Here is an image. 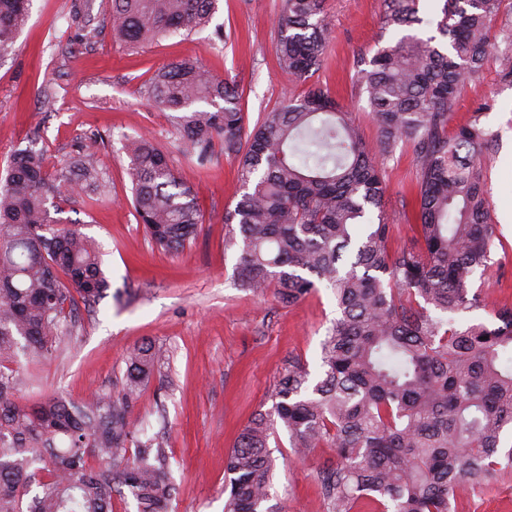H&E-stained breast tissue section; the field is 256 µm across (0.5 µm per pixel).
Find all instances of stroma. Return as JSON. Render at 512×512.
<instances>
[{"label": "stroma", "instance_id": "35a3bbf8", "mask_svg": "<svg viewBox=\"0 0 512 512\" xmlns=\"http://www.w3.org/2000/svg\"><path fill=\"white\" fill-rule=\"evenodd\" d=\"M281 5L217 0L203 30L130 48L113 38L104 0H31L27 24L0 56V178L24 149L42 153L52 179L77 154L95 152L93 179L77 193L51 195L47 207L61 223L79 222L102 254L109 283L104 299L78 307L74 320L64 323L56 355L28 366L20 395L32 403L54 395L79 401L119 393L126 351L151 344L160 371L131 420L166 449L176 487L170 512H224V463L238 434L257 410L270 408L285 360L295 357L318 369L321 343L336 317V300L323 286L292 305L279 303L270 289L237 287L238 253L224 246V213L242 194L237 159L220 142L206 165L188 158L176 140L172 112L147 92L159 69L196 59L237 82L245 123L254 127L283 96L304 94L308 86L293 83L278 65ZM326 7L333 34L311 83L330 91L350 112L367 149L380 155L391 245L411 246L417 193L412 153L400 143L382 154L367 95L356 82L364 60L398 34L381 31L380 0H327ZM500 70L499 57L490 56L447 127L455 132L478 103L491 101L482 122L495 145L482 156L481 170L499 240L494 266L470 283L488 306L456 314L462 326L491 322V309L512 307V223L502 221L512 209V86L501 81ZM142 136L168 155L202 214L198 234L176 255L152 245L132 205L126 147ZM278 442L283 457L272 503L281 512H327L319 475L334 458L332 448L323 444L298 458L287 431H280ZM454 512H512V471L460 494Z\"/></svg>", "mask_w": 512, "mask_h": 512}]
</instances>
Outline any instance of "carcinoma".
I'll use <instances>...</instances> for the list:
<instances>
[{
    "mask_svg": "<svg viewBox=\"0 0 512 512\" xmlns=\"http://www.w3.org/2000/svg\"><path fill=\"white\" fill-rule=\"evenodd\" d=\"M420 0H383L382 28L403 32L357 71L381 144L409 146L419 171L416 244L389 248L387 185L376 158L330 93L320 86L286 97L245 128L237 83L183 59L159 71L149 94L179 113L176 130L199 165L215 141L238 159L243 193L224 214L237 248L238 284L275 287L292 304L324 284L338 315L311 373L288 359L272 394L241 430L225 463L224 512H278L268 505L277 465L271 441L288 432L298 454L327 442L320 473L329 512H452L457 495L512 467V310L466 328L434 318L485 307L469 291L491 268L496 225L480 157L492 143L472 120L445 134L462 89L498 51L489 31L503 0H444L442 41L410 33ZM326 0H284L276 19L283 72L305 82L320 70L330 22ZM216 0H106L112 35L129 47L205 28ZM30 0H0V55L29 19ZM133 205L155 246L181 252L200 211L167 155L149 139L127 149ZM92 178V155L74 162ZM52 183L43 156L16 154L0 179V512H112L115 496L137 512H168L175 487L165 448L141 435L130 415L150 381L152 346L126 355L116 396L84 402L57 396L28 404L18 355L48 359L61 324L107 287L99 252L79 229L50 215Z\"/></svg>",
    "mask_w": 512,
    "mask_h": 512,
    "instance_id": "cac0c4a2",
    "label": "carcinoma"
}]
</instances>
